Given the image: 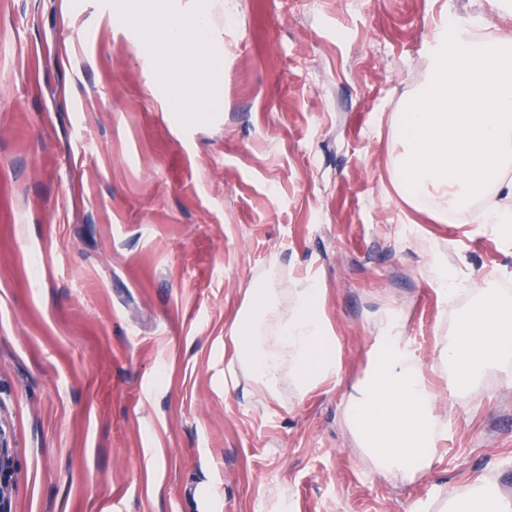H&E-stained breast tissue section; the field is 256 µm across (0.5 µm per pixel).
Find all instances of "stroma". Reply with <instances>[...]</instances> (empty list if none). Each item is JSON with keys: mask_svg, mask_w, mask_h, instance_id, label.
I'll return each mask as SVG.
<instances>
[{"mask_svg": "<svg viewBox=\"0 0 512 512\" xmlns=\"http://www.w3.org/2000/svg\"><path fill=\"white\" fill-rule=\"evenodd\" d=\"M212 2L220 104L177 119L118 0H0V437L6 512H444L512 500V379L459 405L440 353L512 249L395 191V116L439 25L512 33L498 0ZM87 38L70 39L72 28ZM434 240L463 290L428 275ZM317 278L339 369L255 406L224 387L253 282ZM438 392L431 467L388 481L345 413L388 311ZM466 497L455 496L451 503L453 512H508L509 505L497 492L494 484L484 482L469 486Z\"/></svg>", "mask_w": 512, "mask_h": 512, "instance_id": "stroma-1", "label": "stroma"}]
</instances>
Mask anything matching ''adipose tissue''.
I'll return each mask as SVG.
<instances>
[{"label":"adipose tissue","instance_id":"obj_1","mask_svg":"<svg viewBox=\"0 0 512 512\" xmlns=\"http://www.w3.org/2000/svg\"><path fill=\"white\" fill-rule=\"evenodd\" d=\"M209 0H194L184 12L172 10L168 0H122L115 23L148 20L161 32V42L146 38L143 52L162 48L166 57L182 63V70L165 77L168 101L174 112L193 111L198 92L215 96L222 67L209 40ZM193 72L199 91L187 88L183 74ZM322 295L313 280L292 289L287 307H280L270 280L260 279L249 290L246 305L229 329L233 356L224 365L225 387L248 383L257 401L277 397L284 381L307 394L339 365L336 339L321 310ZM398 312H391L376 336L367 372L346 407L353 431L377 473L387 479L428 469L442 433L435 412V394L417 359L398 331ZM450 372L449 383L462 398L478 393V383L490 366L512 365V300L487 292L483 301L461 318L454 339L441 352ZM452 512H512L494 484L470 486L467 496L454 497Z\"/></svg>","mask_w":512,"mask_h":512}]
</instances>
